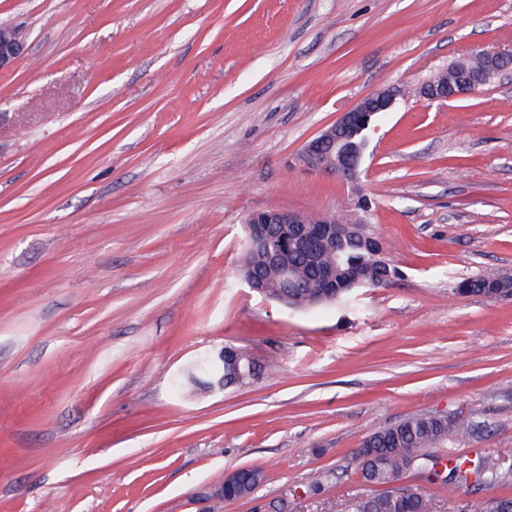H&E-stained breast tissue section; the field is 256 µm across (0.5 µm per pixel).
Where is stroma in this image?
<instances>
[{
	"mask_svg": "<svg viewBox=\"0 0 512 512\" xmlns=\"http://www.w3.org/2000/svg\"><path fill=\"white\" fill-rule=\"evenodd\" d=\"M0 512H343L351 453L415 413L469 414L447 452L512 465V84L431 102L464 49L512 42V0H0ZM400 89L356 178L291 168L341 112ZM398 276L352 305L240 281L246 216L343 213ZM245 383L172 380L224 346ZM330 480L316 496L314 471ZM24 51L25 43L21 33L12 27H0V70L12 66ZM509 283H511L512 287L511 277L467 278L458 282L454 288V291L458 293L472 295L495 296L501 290L502 287H507ZM265 475L262 469L251 467L250 469H237L232 478H229L227 483L220 487H215L207 496L209 505L203 512H218L223 511L225 497L228 499L237 498L236 500L243 499L240 497L243 493H252L261 483H263ZM232 500V501H236Z\"/></svg>",
	"mask_w": 512,
	"mask_h": 512,
	"instance_id": "35a3bbf8",
	"label": "stroma"
}]
</instances>
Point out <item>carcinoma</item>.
I'll return each instance as SVG.
<instances>
[{
  "label": "carcinoma",
  "mask_w": 512,
  "mask_h": 512,
  "mask_svg": "<svg viewBox=\"0 0 512 512\" xmlns=\"http://www.w3.org/2000/svg\"><path fill=\"white\" fill-rule=\"evenodd\" d=\"M336 225V296L332 303L339 304L351 299L359 288H383L396 274L390 260L380 262L377 255L376 237L369 239L349 235L344 226L351 223L348 212L337 215ZM329 259L322 253L316 265L303 262L293 269L294 276L305 282L289 296L288 306L294 309L316 307L322 289L315 287L317 270ZM512 284L511 277L467 278L458 282L454 291L464 294L495 296L501 288ZM251 375L250 365L244 358L234 357V348L224 347V358H202L192 367L187 379L175 380L174 388L180 392L185 381L203 388L213 383L231 386L243 382ZM478 423L469 415L414 414L405 420L373 432L352 453L356 471L384 491L367 494L350 501L346 512H435L431 495L417 492L409 487H388L403 478L408 472L421 474L428 482L463 491L469 496L465 512H512V493L504 492L490 498L477 495V491L497 484L508 486L511 473L501 472L487 461L473 462L455 455H438L434 450L448 442L472 435ZM265 475L262 469H237L224 486V496L231 499L253 492Z\"/></svg>",
  "instance_id": "1"
}]
</instances>
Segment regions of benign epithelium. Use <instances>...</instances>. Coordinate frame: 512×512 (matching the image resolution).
<instances>
[{
	"mask_svg": "<svg viewBox=\"0 0 512 512\" xmlns=\"http://www.w3.org/2000/svg\"><path fill=\"white\" fill-rule=\"evenodd\" d=\"M24 51L21 33L12 27H0V70L12 66ZM477 53L485 61L484 70L479 72L469 67ZM448 71L451 79L423 83L418 90L419 96L430 101L447 102L476 94L493 79L512 71V46L481 52L472 49L453 61ZM397 95L398 91L394 89H381L340 113L335 122L302 146L294 157L295 164L318 174L346 180L355 177L364 152L355 150L351 143L353 135L369 128L371 116L390 111ZM245 223L248 247L261 250L267 267L273 269L279 278L280 290L276 291V296L280 298L281 289L297 287V282L289 276L288 254H298L307 262L316 261L318 254L336 237L332 225L337 223V218L332 214H320L321 227L315 230L309 224L307 213L259 210L249 213ZM238 275L252 290L267 292L265 280L258 277L252 268L242 266Z\"/></svg>",
	"mask_w": 512,
	"mask_h": 512,
	"instance_id": "obj_1",
	"label": "benign epithelium"
}]
</instances>
